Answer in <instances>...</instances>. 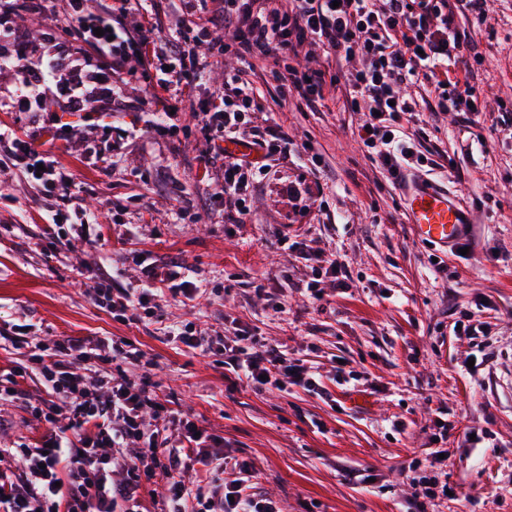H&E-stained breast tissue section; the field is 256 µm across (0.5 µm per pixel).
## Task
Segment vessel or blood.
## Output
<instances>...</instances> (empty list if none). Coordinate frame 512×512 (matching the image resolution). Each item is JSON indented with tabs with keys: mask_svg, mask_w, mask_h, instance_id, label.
I'll use <instances>...</instances> for the list:
<instances>
[{
	"mask_svg": "<svg viewBox=\"0 0 512 512\" xmlns=\"http://www.w3.org/2000/svg\"><path fill=\"white\" fill-rule=\"evenodd\" d=\"M408 222L416 238L435 249L445 250L469 233L470 219L447 189L414 178L406 183Z\"/></svg>",
	"mask_w": 512,
	"mask_h": 512,
	"instance_id": "b4317fda",
	"label": "vessel or blood"
}]
</instances>
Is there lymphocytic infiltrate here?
<instances>
[{
  "label": "lymphocytic infiltrate",
  "instance_id": "lymphocytic-infiltrate-1",
  "mask_svg": "<svg viewBox=\"0 0 512 512\" xmlns=\"http://www.w3.org/2000/svg\"><path fill=\"white\" fill-rule=\"evenodd\" d=\"M185 10L173 28L128 27L143 15L147 0H117L96 15H86L84 0H71L70 11L58 20L60 32L51 48L16 43L0 37V73L13 74L19 91L0 111L23 115L61 111L77 115L74 123L55 122L51 137L70 142L98 128L104 117L124 103L112 76L131 68L133 59L151 56L167 61L170 70L156 85L170 94V111L149 113L133 136L176 134L175 110L185 90L203 84L206 65L196 52L221 24L227 35L224 50L240 58L262 57L273 63L293 60L307 47H320L347 70L333 74L318 64L278 73L282 99H295L315 109L325 92L342 91L351 112L364 121L359 137L367 153L393 183L412 172L433 167L402 131L405 113L415 101L407 90L422 85L435 111L480 114L479 95L471 82L469 58L474 50L461 33L457 16L485 24L491 0H182ZM108 60V67L88 69L83 48ZM65 75L71 93L54 106L47 91L57 75ZM259 104L249 82L233 74L224 79L223 95L199 100L197 126L209 144L207 160L220 164L224 178L210 200L234 199L230 221L244 223L247 199L281 160L297 149L287 133L252 124L249 114ZM251 134L260 160L228 154L225 142ZM23 171L55 201V239L68 233L104 244L94 212L74 210L72 175L43 148L40 135L17 136L0 130V176ZM136 277L121 284L116 273L98 269L91 296L113 318L131 324L154 323L162 298L186 303L202 293L200 280L174 260L153 252L132 254ZM165 335L187 348L217 357L226 373L263 393L301 389L317 395L326 388L300 360L266 346L247 331L205 338L191 324L170 325ZM12 345L25 349V365L0 369V405L30 404L23 387L33 377L48 397L32 406L49 425L34 446L0 448V512H149L143 499L147 485L161 483L160 512H281L277 503L259 496L251 466L224 452V438L200 427L191 414L165 405L148 377L128 375L125 364L141 361L143 351L126 337L93 340L65 336L45 345L15 328ZM93 362L98 369L82 373L75 362ZM21 457L23 472L5 468Z\"/></svg>",
  "mask_w": 512,
  "mask_h": 512
}]
</instances>
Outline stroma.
I'll return each instance as SVG.
<instances>
[{"label":"stroma","instance_id":"35a3bbf8","mask_svg":"<svg viewBox=\"0 0 512 512\" xmlns=\"http://www.w3.org/2000/svg\"><path fill=\"white\" fill-rule=\"evenodd\" d=\"M473 37L482 116L423 108L404 124L429 158L456 161L450 176L432 181L468 210V253L440 254L417 240L404 187L390 183L357 136L359 115L333 95L314 112L282 101L259 61L252 81L264 118L314 147L323 159L319 177L306 155L279 163L254 192L245 223L233 225L223 206L203 199L220 171L206 168L190 113L176 136L126 141L112 165L90 157L101 141L92 132L58 159L73 175L78 205L100 214L109 244L101 250L74 238L47 248L51 198L22 172L0 181V325L28 326L47 342L119 336L139 343L157 391L223 435L232 456L251 463L257 492L282 512H414L412 479L424 474L442 420L448 436L439 444L456 495L428 503L427 512H512V127L502 120L512 107V0H493ZM223 38L217 28L200 44L209 78L191 101L238 68L234 55L212 50ZM112 81L127 103L116 121L137 125L142 112L165 111L167 93L152 89L144 72ZM182 206L190 215L178 216ZM280 233L340 255L345 286L278 245ZM132 249L176 258L207 282L211 296L199 306L162 302L167 323L189 322L213 336L233 319L322 375L346 360L358 380L328 383L325 398L258 394L225 380L213 359L113 319L92 301L82 271L121 265ZM311 282L319 298L307 292ZM461 320L483 325L486 363L469 366L476 341L458 331ZM0 413V447L34 444L48 430L28 408L8 404ZM471 431L483 433L481 444L468 440Z\"/></svg>","mask_w":512,"mask_h":512}]
</instances>
